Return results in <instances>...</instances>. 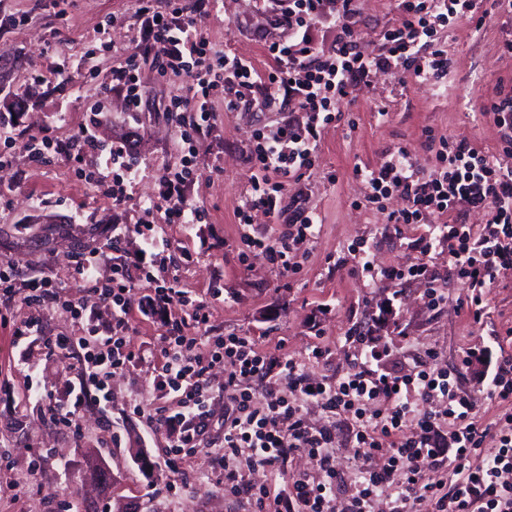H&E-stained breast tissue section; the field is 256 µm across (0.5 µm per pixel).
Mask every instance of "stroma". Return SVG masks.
<instances>
[{"label":"stroma","mask_w":512,"mask_h":512,"mask_svg":"<svg viewBox=\"0 0 512 512\" xmlns=\"http://www.w3.org/2000/svg\"><path fill=\"white\" fill-rule=\"evenodd\" d=\"M138 7L139 0H0V113L16 116L11 163L0 168V259L13 262L21 278L48 275L70 284L71 294L90 310L100 303L71 285L74 264L101 245L114 224L147 217L143 207L157 197L159 177L180 164L181 117L166 106L182 88L181 79L155 63L141 64L144 104L134 118L125 111L122 92L101 86L104 71L143 53L134 18ZM477 7L486 14L482 27L459 22L441 32L451 60L447 76L404 84L378 77L343 100L342 121L323 128L315 167L288 186L289 193L303 192L307 207L321 218L315 237L302 245L307 256L295 275L283 276L259 255L241 260L235 218L250 197V150L257 136L288 114L227 112L223 100H216L218 112L198 136L202 159L187 190L190 203L207 212L208 223L168 224L163 213L149 216L170 243L169 274L208 307L207 335L237 334L263 351H288L305 360L316 379L348 370L346 338L357 330L371 331L373 345L385 353L386 371L408 369L428 352L436 355L434 367H459L463 348L481 334L459 307L466 285L451 274L447 250L424 257L414 248L426 225L389 223V212L405 207L402 197L390 196L379 210L364 205V186L354 169L377 167L400 149L429 164L431 134L496 150L498 129L480 107L499 80L512 81V55L502 51L512 40V13L499 10L495 0H479ZM398 18V0H357L353 37L373 50ZM260 23L252 0H219L198 26L214 50L261 64L263 47L254 36ZM87 53L95 54L97 71H75L67 80L53 74L60 58ZM98 108L112 114L110 123L96 126L100 145L128 141L137 171L120 204L88 179L96 157L51 154L37 162L29 151L34 138L68 139L91 123ZM363 238L376 268L425 261L444 295L440 306L425 304L424 282L373 283L363 277L349 251ZM29 322L48 337L83 331L82 321L65 309L29 303L21 290L0 294V386L14 390L13 399L0 400V512H81L93 498L99 512H110L118 499L132 502L138 512H252L246 495L224 492V460L216 453L222 428L213 427L209 443L195 453L169 463L161 432L133 411L137 404L149 411L165 403L152 389L154 365L167 346L160 319L132 310L128 339L141 361L113 374L109 415L88 406L72 426L50 422L24 397L28 367H37L49 390L76 378L68 359H45L36 346L23 353L12 348L13 330ZM317 345L329 348L326 359H312ZM90 450L112 473L102 498L93 484L78 480ZM140 454L151 470L137 463Z\"/></svg>","instance_id":"1"}]
</instances>
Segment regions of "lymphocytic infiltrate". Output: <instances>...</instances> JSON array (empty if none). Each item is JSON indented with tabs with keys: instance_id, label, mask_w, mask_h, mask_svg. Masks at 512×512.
Masks as SVG:
<instances>
[{
	"instance_id": "lymphocytic-infiltrate-1",
	"label": "lymphocytic infiltrate",
	"mask_w": 512,
	"mask_h": 512,
	"mask_svg": "<svg viewBox=\"0 0 512 512\" xmlns=\"http://www.w3.org/2000/svg\"><path fill=\"white\" fill-rule=\"evenodd\" d=\"M355 0H278L266 17L265 51L272 61L268 70L251 60L212 53L198 28L196 17L178 9L161 13L142 0L136 19L145 45L162 44L160 66L185 76L183 93L173 96L168 111L181 113L180 168L160 178L157 209L169 223L204 224L208 215L193 206L186 187L200 162L195 134L214 117L213 100L223 97L227 111L238 109L253 88L264 87L259 105L269 108L285 97L300 112L298 122L280 124L272 135H259L251 154L254 174L250 179L251 205L271 217L285 210L290 181L311 169L324 125L340 120L338 105L351 90L370 84L383 74L399 80L448 73V54L438 46L441 27L476 15V0H401L398 22L383 32L377 49L363 50L351 34ZM333 29L337 38L326 46L318 32ZM499 129L496 153L482 151L466 141L439 138L432 170L397 152L377 169L357 170L369 187L367 205L380 204L388 195L400 194L406 208L389 213L392 224L429 223L420 248L428 254L441 245L448 248L450 271L468 285L465 301L474 324L483 325L497 279L512 271V84L498 83L492 98L482 106ZM102 155L111 176H97L96 183L113 202H121L124 182L133 173L124 147L102 150L92 126L82 127L65 143L34 140L31 155L47 153ZM482 212V230L467 224L463 215ZM317 216L307 213L284 225L277 239L244 232L239 236L241 258L260 255L286 275L296 274L301 264L293 252L295 243L313 238ZM142 235L149 258L113 265L112 276L100 278L104 250H92L77 261L72 279L112 307V321L89 319L85 336H57L43 340L45 358L63 356L75 360L77 383L63 398L33 384H26L27 398L46 403L51 420L73 423L87 405L107 412L108 382L116 371L134 364L139 352L127 339L129 299L137 279H152V260L168 248L154 227L143 223L113 225V239L127 231ZM26 299L60 306L82 316L83 306L64 284L41 277L29 281ZM188 307L190 319L172 316L173 307ZM141 312L161 316L169 333L168 347L155 368L154 390L169 395V405L147 416L163 431L170 456L201 447L213 422L214 387L211 370L229 364L221 390L224 394V491L248 495L254 512H374L377 497L395 488L388 497L387 512H418L423 500H431L436 512H512V353L504 350V336L482 339L463 352L462 363L473 371L475 385L465 390L454 372L423 364L402 373L380 366L374 350L361 334L349 336L354 351L352 366L336 381L310 378L304 363L282 352L267 354L249 337L200 336L194 325L207 322L206 305L182 288L179 280L156 286L145 296ZM261 376L271 389L256 400L250 381ZM286 386L287 396L274 393ZM497 412L492 419L480 414L483 402ZM321 407L328 422L309 425L307 405ZM350 415L349 437L360 462L359 479L344 509H337L342 477L330 449L336 439L334 420ZM495 447H486L487 439ZM303 452L316 465L317 477H293L278 492L247 482L240 463L270 470L283 469L287 457ZM446 473L444 483H430L424 468Z\"/></svg>"
}]
</instances>
